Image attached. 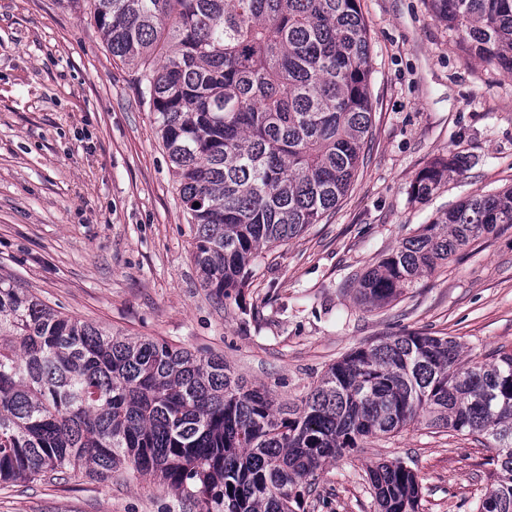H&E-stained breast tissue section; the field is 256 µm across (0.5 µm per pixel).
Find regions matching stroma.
Instances as JSON below:
<instances>
[{
  "label": "stroma",
  "instance_id": "1",
  "mask_svg": "<svg viewBox=\"0 0 512 512\" xmlns=\"http://www.w3.org/2000/svg\"><path fill=\"white\" fill-rule=\"evenodd\" d=\"M371 37L372 126L336 210L261 251L224 299L203 288L190 217L143 101L137 66L112 57L88 12L65 0H0V280L63 315L223 355L281 401L301 397L356 347L400 332L456 337L463 355L512 350V226L482 236L376 309L368 269L467 197L512 185V71L479 61L430 0H360ZM465 157L429 199L409 187ZM491 452L426 427L370 440L303 482L304 512H377L367 470L411 467L419 512H477ZM0 512H196L133 471L100 482L0 485Z\"/></svg>",
  "mask_w": 512,
  "mask_h": 512
}]
</instances>
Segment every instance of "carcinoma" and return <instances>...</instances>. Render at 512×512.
<instances>
[{"instance_id":"1","label":"carcinoma","mask_w":512,"mask_h":512,"mask_svg":"<svg viewBox=\"0 0 512 512\" xmlns=\"http://www.w3.org/2000/svg\"><path fill=\"white\" fill-rule=\"evenodd\" d=\"M480 61L512 71V0H431ZM112 56L141 66L193 221L203 287L245 286L258 252L336 208L372 124L360 0H89ZM463 161L424 167L428 199ZM199 207H194V203ZM512 224V187L438 213L357 281L382 307L475 239ZM423 425L486 440L478 512H512V352L463 360L446 336L360 346L297 402L224 357L114 333L0 281V482L76 466L153 475L198 512H296L303 480L370 439ZM379 512H419L417 474L368 470Z\"/></svg>"}]
</instances>
